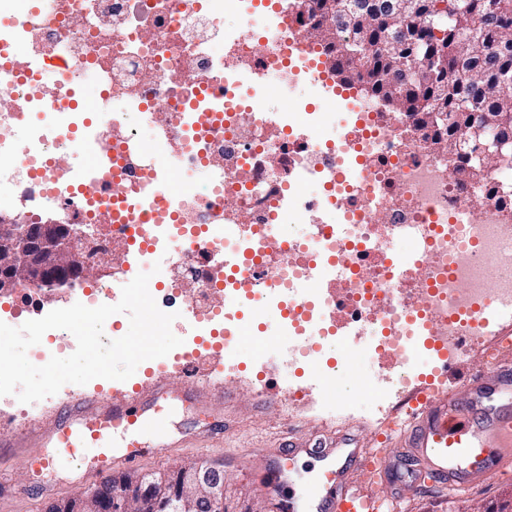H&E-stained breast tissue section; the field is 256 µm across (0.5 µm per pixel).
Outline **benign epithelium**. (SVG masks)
<instances>
[{
    "label": "benign epithelium",
    "instance_id": "benign-epithelium-1",
    "mask_svg": "<svg viewBox=\"0 0 512 512\" xmlns=\"http://www.w3.org/2000/svg\"><path fill=\"white\" fill-rule=\"evenodd\" d=\"M473 143L474 155L512 166V140ZM0 294L24 284L48 288L72 286L88 269L93 240L69 224L47 220L15 225L0 216ZM45 512H228L224 467L210 463L175 466L162 472L117 474L109 489L89 490L49 503Z\"/></svg>",
    "mask_w": 512,
    "mask_h": 512
}]
</instances>
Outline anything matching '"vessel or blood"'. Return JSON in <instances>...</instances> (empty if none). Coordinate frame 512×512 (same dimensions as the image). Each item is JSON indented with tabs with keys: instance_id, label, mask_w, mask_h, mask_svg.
<instances>
[{
	"instance_id": "b4317fda",
	"label": "vessel or blood",
	"mask_w": 512,
	"mask_h": 512,
	"mask_svg": "<svg viewBox=\"0 0 512 512\" xmlns=\"http://www.w3.org/2000/svg\"><path fill=\"white\" fill-rule=\"evenodd\" d=\"M490 312L502 320L496 332L501 370L512 372V306L495 305ZM205 384L212 395L201 403L197 392ZM464 386L453 397L444 388L410 394L408 429L393 438L390 452L375 450L373 442L360 435L342 434L327 446L301 441L297 433H290L287 444L277 451L274 489L294 486V461L302 455L316 456L322 468L321 481L306 493L309 512H377L372 488L394 468L399 455L442 487L457 490L482 484L503 471L505 455L512 452V379L492 384L477 369ZM228 398L226 387L210 384L207 371L188 360L174 370L151 375L124 400L104 390L78 396L58 409L51 424H24L11 430L9 437H0V449L20 447L26 438L36 436L48 450L42 463L49 467L61 460L82 461L91 448L101 477L115 462L133 465L140 460L145 446L139 436L157 431L166 406L217 416ZM361 476L367 477L369 489L357 488Z\"/></svg>"
}]
</instances>
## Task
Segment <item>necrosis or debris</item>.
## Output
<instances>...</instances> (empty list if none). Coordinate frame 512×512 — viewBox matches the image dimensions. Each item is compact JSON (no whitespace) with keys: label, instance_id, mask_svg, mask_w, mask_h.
<instances>
[{"label":"necrosis or debris","instance_id":"necrosis-or-debris-1","mask_svg":"<svg viewBox=\"0 0 512 512\" xmlns=\"http://www.w3.org/2000/svg\"><path fill=\"white\" fill-rule=\"evenodd\" d=\"M305 4L35 0L19 15L0 0V203L21 224L61 214L101 255L128 244L115 225L148 228L144 269L164 257L162 286L195 289L194 326L223 324L225 350L238 337L227 297L287 304L278 330L300 349L330 336L329 313L359 323L369 355L395 363L368 395L383 405L441 357L457 361L461 337L496 360L488 307L512 302V209L458 183L406 113L363 106L357 83L337 93ZM20 45L42 73L13 57ZM261 72L287 111L270 108ZM304 85L318 108L303 107ZM93 153V168L63 161ZM240 230L264 250L227 274L219 259ZM403 236L411 255L395 248Z\"/></svg>","mask_w":512,"mask_h":512}]
</instances>
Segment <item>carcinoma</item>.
<instances>
[{"mask_svg": "<svg viewBox=\"0 0 512 512\" xmlns=\"http://www.w3.org/2000/svg\"><path fill=\"white\" fill-rule=\"evenodd\" d=\"M420 0L414 18L389 22L370 14L349 27L325 26L312 36L326 48L338 47L340 81L359 79L368 95L390 112H408L421 125L432 112L448 113V124L434 131L433 146L446 151L492 112L512 114V0ZM352 40L366 46L356 64L339 50ZM420 80L408 77L414 68ZM475 159L457 155V180L476 176Z\"/></svg>", "mask_w": 512, "mask_h": 512, "instance_id": "cac0c4a2", "label": "carcinoma"}]
</instances>
